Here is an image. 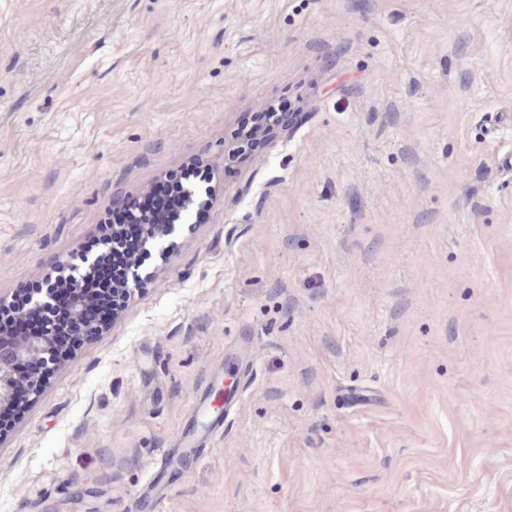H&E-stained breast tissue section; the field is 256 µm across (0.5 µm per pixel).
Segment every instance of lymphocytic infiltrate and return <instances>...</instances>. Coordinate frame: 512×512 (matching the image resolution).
<instances>
[{
    "instance_id": "lymphocytic-infiltrate-1",
    "label": "lymphocytic infiltrate",
    "mask_w": 512,
    "mask_h": 512,
    "mask_svg": "<svg viewBox=\"0 0 512 512\" xmlns=\"http://www.w3.org/2000/svg\"><path fill=\"white\" fill-rule=\"evenodd\" d=\"M214 179L208 165L195 160L168 172L140 196L122 198L116 207L106 212L97 234L85 240L73 256L74 262L82 266L84 285L89 292V301L82 313L73 314L70 281L56 271L18 286L8 312L0 314V335L13 341L24 340L50 324L55 329L60 354H69L80 347L87 339L89 326H106L113 313L123 308L124 298L118 288L130 265L135 263L142 267L151 258L144 248L145 232L156 224L179 223L187 185L196 181L210 184ZM105 239L112 243L106 252L101 249ZM92 254L98 255V264L84 266V258ZM46 287L53 290L49 308L31 309V295Z\"/></svg>"
}]
</instances>
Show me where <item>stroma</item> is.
Returning a JSON list of instances; mask_svg holds the SVG:
<instances>
[{"label":"stroma","mask_w":512,"mask_h":512,"mask_svg":"<svg viewBox=\"0 0 512 512\" xmlns=\"http://www.w3.org/2000/svg\"><path fill=\"white\" fill-rule=\"evenodd\" d=\"M511 114L512 0H0V293L223 171L0 439V512H512ZM277 112H288V103L285 101H275L267 105L264 109L251 112L244 116L237 129V134L247 141L248 150H242L238 153L226 166L242 161L246 158L249 152L256 147L261 138H258V133L261 131H269L272 129L271 119L277 115ZM301 112H288L291 116L294 115L295 126L303 121Z\"/></svg>","instance_id":"stroma-1"}]
</instances>
